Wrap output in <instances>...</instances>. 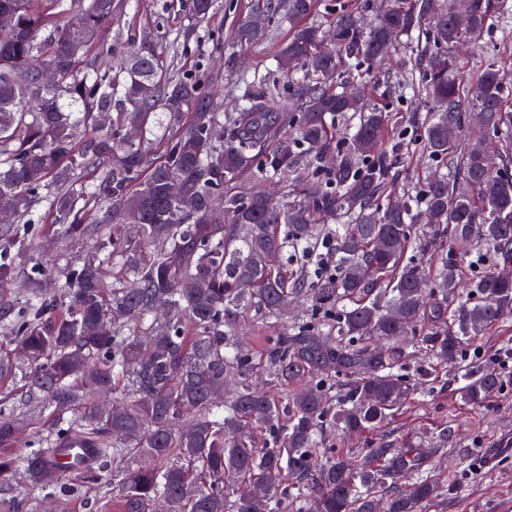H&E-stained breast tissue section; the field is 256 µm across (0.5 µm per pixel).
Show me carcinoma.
<instances>
[{
	"label": "carcinoma",
	"instance_id": "1",
	"mask_svg": "<svg viewBox=\"0 0 512 512\" xmlns=\"http://www.w3.org/2000/svg\"><path fill=\"white\" fill-rule=\"evenodd\" d=\"M181 7L199 22L218 0ZM366 7L329 6L328 42L302 23L314 0H257L263 26L241 20L236 43L259 47L285 22L289 37L276 70L224 113L204 78L151 42L106 64L104 32L125 0H0L16 18L0 30V206L15 205L0 225V287L28 288L0 298V335L16 353L0 373L25 388L0 400V488L21 480L55 508L84 491L97 512H381L382 488L387 512H430L454 494V470L439 480L386 427L412 400L438 397L422 356L464 364L460 399L474 412L508 386L471 354L512 318V113L497 63L482 66L469 101L455 56L508 8L390 0L366 29ZM415 30L420 54L401 63V86L433 107L413 136L347 84ZM291 64L302 76L285 87ZM45 66L58 71L53 86L40 83ZM470 125L503 154L461 145ZM156 130L160 156L147 146ZM402 156L430 172L399 198ZM268 181L279 198L253 190ZM41 206L80 247L51 269L33 219ZM217 208L238 222L212 223ZM480 240L500 267L469 264ZM357 432L371 435L363 454L338 449ZM453 437L443 420L427 444ZM74 439L97 463L50 464ZM400 474L412 481L396 486ZM40 507L0 500L3 512Z\"/></svg>",
	"mask_w": 512,
	"mask_h": 512
}]
</instances>
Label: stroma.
I'll list each match as a JSON object with an SVG mask.
<instances>
[{
	"label": "stroma",
	"instance_id": "35a3bbf8",
	"mask_svg": "<svg viewBox=\"0 0 512 512\" xmlns=\"http://www.w3.org/2000/svg\"><path fill=\"white\" fill-rule=\"evenodd\" d=\"M255 0H221L219 8L208 19L190 24L180 9L179 0H128L126 9L118 14L106 37L116 54L130 51L142 40H160L166 60L182 70L203 76H219L223 88L216 108L230 112L240 106L239 81L274 68V55L286 30L258 48L237 47L236 24L253 10ZM501 61L504 77L512 90V38L486 39L481 47L463 51L460 57L461 81H469L481 64ZM394 59L387 60L380 72L370 74L367 90L372 103H388L397 123L412 127L423 122L428 112L424 104L398 87ZM462 384L460 372L448 375V382L436 404L413 403L390 424V431L400 441L421 452L426 464L440 473L456 467L460 484L448 500L435 505L432 512H512V391L493 396L485 410L474 413L456 396ZM453 420L458 445L438 451L426 447L423 427ZM471 443L479 455L463 453L462 443Z\"/></svg>",
	"mask_w": 512,
	"mask_h": 512
}]
</instances>
